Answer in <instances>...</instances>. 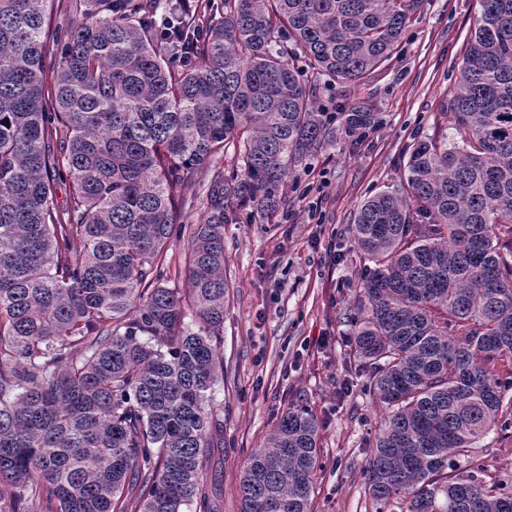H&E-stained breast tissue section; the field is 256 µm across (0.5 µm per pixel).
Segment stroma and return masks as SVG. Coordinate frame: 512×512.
I'll return each mask as SVG.
<instances>
[{"instance_id":"stroma-1","label":"stroma","mask_w":512,"mask_h":512,"mask_svg":"<svg viewBox=\"0 0 512 512\" xmlns=\"http://www.w3.org/2000/svg\"><path fill=\"white\" fill-rule=\"evenodd\" d=\"M49 10L48 80L57 39L82 8L50 0ZM479 13V0H425L391 59L349 91L379 113L380 126L358 144L340 137L307 158L272 220L246 205L225 225L224 380L214 388L224 450L207 460L223 477L220 512H239L243 464L292 405L308 407L320 426L312 512H375L365 492L367 443L386 411L359 367L347 317L365 267L349 226L369 196L399 186L414 138L446 133L443 105ZM458 464L512 480V429L491 432Z\"/></svg>"}]
</instances>
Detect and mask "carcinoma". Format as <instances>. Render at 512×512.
Returning a JSON list of instances; mask_svg holds the SVG:
<instances>
[{"label": "carcinoma", "mask_w": 512, "mask_h": 512, "mask_svg": "<svg viewBox=\"0 0 512 512\" xmlns=\"http://www.w3.org/2000/svg\"><path fill=\"white\" fill-rule=\"evenodd\" d=\"M84 2L48 104L47 0H0V512H219L224 224L241 203L271 219L296 166L379 125L316 89L388 61L424 0ZM480 5L452 142L418 139L350 228L373 263L354 348L388 410L377 512H512V485L455 466L512 427V0ZM181 234L184 294L162 270ZM319 468V424L290 407L243 466L239 512H312Z\"/></svg>", "instance_id": "carcinoma-1"}]
</instances>
